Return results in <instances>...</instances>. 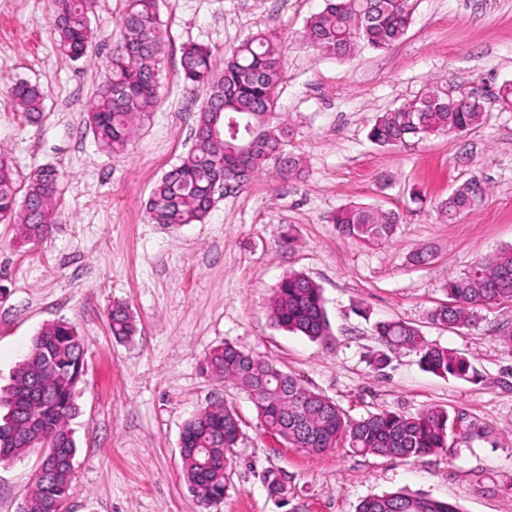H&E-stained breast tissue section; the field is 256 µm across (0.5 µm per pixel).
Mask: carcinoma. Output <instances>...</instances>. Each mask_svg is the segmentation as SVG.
I'll return each instance as SVG.
<instances>
[{"label": "carcinoma", "mask_w": 512, "mask_h": 512, "mask_svg": "<svg viewBox=\"0 0 512 512\" xmlns=\"http://www.w3.org/2000/svg\"><path fill=\"white\" fill-rule=\"evenodd\" d=\"M417 0H326L307 21L304 41L321 55L350 57L361 48L385 49L401 39L412 23ZM89 0H54L53 27L59 50L78 61L88 56L92 30ZM159 0H129L120 21V39L112 51L108 74L96 89L87 121L100 146L119 154L135 132V121L155 106L160 88L163 52ZM284 52L272 32L246 38L224 60L217 73L211 51L202 44L183 48V79L191 87L208 89L196 116L192 150L155 184L146 204L150 221L182 226L201 223L215 197L214 180L228 176L242 185L271 167L281 180L304 174L301 157L288 152V127L280 121L276 90L284 70ZM7 93L21 111L34 118L43 111L44 91L16 81ZM485 108L482 98L462 96L452 101L429 89L401 107L385 113L369 132L379 146L407 145L438 134H462L475 129ZM250 144L247 154L231 150L230 120ZM59 172L41 168L18 187L11 159L0 153V224L19 226V241L47 238L54 223ZM486 185L471 179L443 204L442 214L454 220L479 206ZM338 233L361 244L391 239L400 214L365 205L339 209L331 218ZM448 302L429 313L434 324L463 327L474 323L479 309L512 302V246L477 262L467 273L448 279ZM270 319L279 329L327 344L330 323L321 287L293 272L276 286L269 303ZM109 326L118 340L135 333L129 309L117 304L108 311ZM381 348L370 366L379 371L388 353L415 354L423 369L440 377L474 379L478 372L464 354L429 342L408 322L374 324ZM204 369L224 385L246 393L254 402L260 424L295 448L326 454L346 446L358 455L418 460L448 455V410L440 406L414 414L378 409L359 419L349 417L332 399L305 386L269 360L226 342L204 359ZM85 372V348L76 327L68 322L45 325L32 338L25 357L0 389V464L21 460L40 448L48 450L46 478L35 479L21 512H53L67 500L76 445L70 428L78 414V386ZM242 421L235 407L218 403L185 421L180 441L184 477L199 512L223 502L226 472L240 443ZM270 495L285 494L287 485L274 471L265 475ZM356 512H460L457 504L406 491L369 495Z\"/></svg>", "instance_id": "obj_1"}]
</instances>
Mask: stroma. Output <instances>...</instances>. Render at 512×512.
<instances>
[{
	"label": "stroma",
	"mask_w": 512,
	"mask_h": 512,
	"mask_svg": "<svg viewBox=\"0 0 512 512\" xmlns=\"http://www.w3.org/2000/svg\"><path fill=\"white\" fill-rule=\"evenodd\" d=\"M126 6L96 0L89 58L74 61L55 46L51 0H0V150L19 180L44 166L62 175L46 239L21 244L14 226L0 224V387L44 325L76 326L86 356L67 512H198L183 478L180 432L198 410L224 400L243 437L224 500L211 512H355L362 498L399 489L458 502L463 512H512V346L502 340L512 303L482 308L468 328L428 319L446 302L449 278L512 245V111L491 96L512 82V0H418L399 41L344 60L316 56L302 38L323 0H161L158 102L124 153L111 155L98 147L87 109ZM258 31L275 33L285 50L278 109L304 176L282 182L264 173L247 187L217 190L200 224L151 223V189L191 149L206 98L183 80V45L209 46L220 69ZM15 80L45 90L39 117L27 118L7 93ZM431 86L452 97L486 95L482 124L400 147L370 141L381 115ZM472 178L485 182V202L446 220L442 203ZM354 203L399 212L393 238L368 247L341 237L330 218ZM419 250L429 252L427 263L413 262ZM294 271L323 291L330 347L270 324L272 291ZM118 302L136 320L127 342L109 328ZM360 305L369 318L357 314ZM391 319L464 353L477 379L435 376L403 352L373 371V323ZM227 341L355 419L376 409L445 407L455 416L452 451L404 461L279 443L245 394L203 373L206 353ZM38 464L33 454L0 466V512H20ZM269 470L287 475L285 495L270 496Z\"/></svg>",
	"instance_id": "1"
}]
</instances>
